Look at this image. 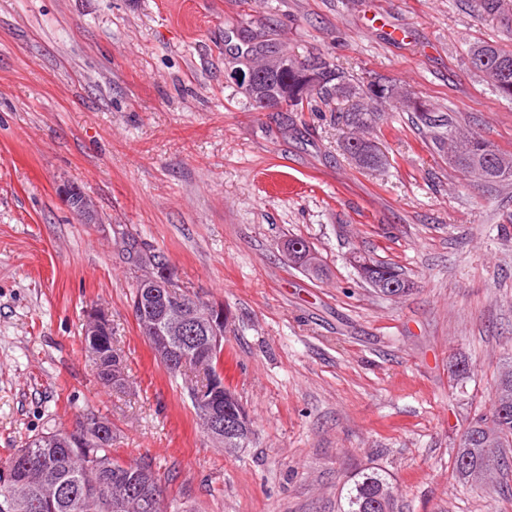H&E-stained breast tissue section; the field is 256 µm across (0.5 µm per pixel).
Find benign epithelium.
Wrapping results in <instances>:
<instances>
[{"instance_id":"obj_1","label":"benign epithelium","mask_w":512,"mask_h":512,"mask_svg":"<svg viewBox=\"0 0 512 512\" xmlns=\"http://www.w3.org/2000/svg\"><path fill=\"white\" fill-rule=\"evenodd\" d=\"M297 69L308 67L303 58L296 56H273L259 72L249 66L236 70L230 78L250 94L259 112H281L288 108V92L275 94L265 91L261 83L268 75L280 73L288 66ZM71 208L89 223L96 218V205L86 193L69 199ZM178 282L172 266H157L141 277L138 284L137 301L141 310L153 311L156 318L147 323L145 332L159 361L173 369L184 371L191 356L175 347L185 337L202 334L203 346L217 349L224 340V307L206 306L204 310L189 306L183 293L177 289ZM111 323L104 309L92 307L85 315L84 334L100 336L109 332ZM212 390L208 396L196 394L197 401L208 421L211 436L224 435V380L223 376L212 377Z\"/></svg>"}]
</instances>
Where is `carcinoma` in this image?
<instances>
[{
	"label": "carcinoma",
	"mask_w": 512,
	"mask_h": 512,
	"mask_svg": "<svg viewBox=\"0 0 512 512\" xmlns=\"http://www.w3.org/2000/svg\"><path fill=\"white\" fill-rule=\"evenodd\" d=\"M479 10L500 20L506 32L512 35V0H476ZM489 53L492 60H498L508 71L504 81L491 84L492 89L504 98L512 100V51L493 43H481L471 47L467 57L475 53ZM312 73L318 77V85L309 96H298L307 86L306 73L293 67L273 81L278 90L288 89L289 111L296 112L312 106V101H350L357 98L361 87L351 84L345 73L320 55L307 57ZM377 101H358L341 109L347 126L364 132L372 128L383 107L403 108L413 114L414 124L430 133L433 145L439 151L453 156L452 167L473 175L480 167V175L486 183H501L512 179V165L500 166L504 153L489 142L471 134L457 131L454 113H435L426 103L411 92L404 91V99L392 96L398 89L395 84L374 82ZM365 139L351 137L345 143V150L359 163L371 168L382 161L363 152ZM127 252L134 267L144 270L146 261L158 265L166 258L132 238L127 242ZM363 279L369 284L377 282L395 284L393 290L398 296H406L414 290V282L391 262L366 259L362 267ZM82 348L93 361L100 381L114 388L122 384L112 381V367L122 364V350L114 346L113 336H85ZM512 389V357L507 358L498 371L493 401L489 413L473 418L463 431L455 457V472L465 482H478L477 474L491 472L502 474L512 469V460L506 449L512 448V405L505 407L500 398L503 388ZM238 399L224 398V420L235 424L236 430L246 440H252V430L244 416ZM497 427L496 447L491 448L481 439V427L487 420ZM119 472L123 485L94 497L87 493L92 483L102 475ZM164 476L159 468L149 461L123 462L112 454V432L105 436L85 441L63 443L58 433L48 432L24 442L15 449L0 472V512H112V496L131 487L149 490L148 482L161 484ZM387 475L378 469L363 470L351 478L345 496L343 512H393L394 502H384V491L389 489ZM131 512H170L164 502H152L137 498Z\"/></svg>",
	"instance_id": "1"
}]
</instances>
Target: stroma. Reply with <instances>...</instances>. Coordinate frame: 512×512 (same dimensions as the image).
Instances as JSON below:
<instances>
[{
  "instance_id": "stroma-1",
  "label": "stroma",
  "mask_w": 512,
  "mask_h": 512,
  "mask_svg": "<svg viewBox=\"0 0 512 512\" xmlns=\"http://www.w3.org/2000/svg\"><path fill=\"white\" fill-rule=\"evenodd\" d=\"M251 42L402 85L512 155V100L466 60L512 37L475 0H0V465L97 415L117 458L172 471L177 512H341L367 468L389 477L394 512H512V473L492 494L454 473L512 356V182L455 170L399 110L368 135L383 166L357 167L335 104L251 106L230 78ZM64 184L95 200L96 223ZM127 237L229 311L245 451L205 432L142 335ZM291 237L319 276L282 251ZM355 253L395 263L414 291L376 293ZM93 306L124 350L125 391L82 349ZM460 359L472 373L456 382Z\"/></svg>"
}]
</instances>
